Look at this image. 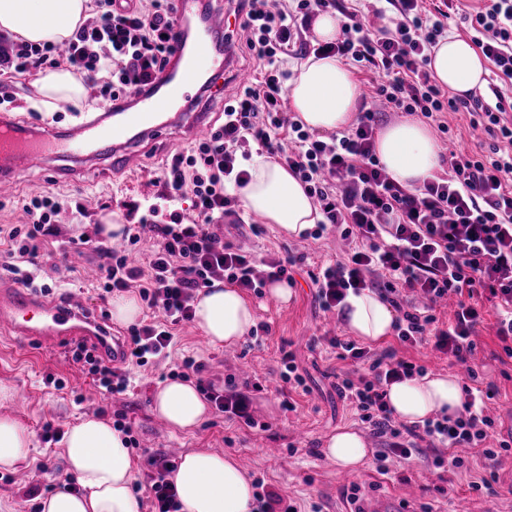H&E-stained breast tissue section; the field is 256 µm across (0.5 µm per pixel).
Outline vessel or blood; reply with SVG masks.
Listing matches in <instances>:
<instances>
[{
    "instance_id": "obj_1",
    "label": "vessel or blood",
    "mask_w": 512,
    "mask_h": 512,
    "mask_svg": "<svg viewBox=\"0 0 512 512\" xmlns=\"http://www.w3.org/2000/svg\"><path fill=\"white\" fill-rule=\"evenodd\" d=\"M238 0H224L221 9L205 11L201 0H174L177 35L171 60L151 91L133 90L119 106L65 129L37 128L10 112L0 113V196L10 195L19 175L51 165L57 178L80 176L83 159L93 158L121 174L134 167L145 142L170 130L189 136L206 133L205 112H190L181 102L187 88L198 85L203 71L228 72L237 28ZM111 321L75 295L56 300L19 283L0 281V334L15 335L46 349L70 341L93 348L113 366L126 361L127 347L112 333Z\"/></svg>"
}]
</instances>
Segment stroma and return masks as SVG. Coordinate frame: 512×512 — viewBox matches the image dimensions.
Masks as SVG:
<instances>
[{"label": "stroma", "mask_w": 512, "mask_h": 512, "mask_svg": "<svg viewBox=\"0 0 512 512\" xmlns=\"http://www.w3.org/2000/svg\"><path fill=\"white\" fill-rule=\"evenodd\" d=\"M0 81L10 85L17 113L34 123L65 128L84 122L88 114L97 110L91 102L82 110L63 104L56 111L42 112L33 106L38 98L37 76L5 73L0 75ZM190 142V137L182 132L155 141L141 153L136 168L125 176L112 175L99 166L87 170L74 182H54L38 169L24 174L13 195L0 197V225L19 221L18 203L22 199L45 190L54 192L63 204L56 217L61 234L48 246L47 260L58 263L69 239L96 235L98 211L76 214V202L92 194L98 202L108 203L111 211L121 213L125 202L153 197L158 191L153 182L155 172L171 151L188 148ZM224 236L241 241L259 260L273 252L306 256L302 266L293 271L294 296L288 304L268 295L251 299L257 323L269 325V333L246 336L228 350L210 345L195 323L178 326L169 357L153 358L145 366L131 367L127 390L114 395L103 393L86 367L73 361L71 353L36 350L19 338L0 337V383L16 390L12 401L0 404V414L19 420L32 432L35 441L23 463L29 473L27 481L17 482L13 473L0 470V512H31L33 502L26 495L29 488H37L43 497L67 481L63 446L45 441L42 427L50 422L64 431L89 415L130 425L137 440L130 448L133 482L138 486L136 496L142 502L147 495L140 485L145 481L149 457L165 454L176 462L183 453L207 448L247 460V471L253 481L294 498L301 512H352L349 486L340 484L338 468L322 453L326 438L347 426L363 435L370 452L358 470L359 498L389 497L407 491L411 494L412 512H421L425 507L431 512H450L455 505L463 506L467 512H512V452L501 453L491 465L480 456L471 455L465 458L462 468L448 470L436 468L435 450L424 447L407 460L390 457L387 474L377 472L374 456L383 448L384 440L362 424L348 400L339 396V378L353 374L354 367L350 361L338 359L335 350L323 340L327 333L345 339L350 333L341 314L320 308L308 277L309 272L342 257L346 246L338 234L327 233L318 240L291 239L273 225L265 224L257 235L240 233L228 225ZM99 263L93 246H85L80 265L60 268L58 295L74 293L95 311H111L112 297L98 283ZM477 304L484 311V322L473 337V366L477 373L474 383L480 389H493L486 412L495 422L497 436L505 439L512 435V357L505 354L495 334L496 310L482 297ZM369 349L375 354L392 351L425 366L427 373L452 375L463 385L469 382L464 366L430 347L404 345L394 335L370 344ZM286 352L293 353L297 372L305 379V389L286 391L281 361ZM186 356L201 359L206 365V377L216 384H223L230 374L240 382L261 383V390L252 394L255 427L227 419L213 408L196 429L182 432L154 414V392L164 383L180 380L179 365ZM289 401L294 404L290 410L285 407ZM488 467L497 476L493 490L469 489L470 474L484 472Z\"/></svg>", "instance_id": "35a3bbf8"}]
</instances>
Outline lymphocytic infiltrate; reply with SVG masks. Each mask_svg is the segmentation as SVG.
Listing matches in <instances>:
<instances>
[{
  "label": "lymphocytic infiltrate",
  "instance_id": "lymphocytic-infiltrate-1",
  "mask_svg": "<svg viewBox=\"0 0 512 512\" xmlns=\"http://www.w3.org/2000/svg\"><path fill=\"white\" fill-rule=\"evenodd\" d=\"M387 7L365 10L343 0H244L241 24L245 47L259 75L237 85L224 99V121L206 138L167 159L154 183L160 191L148 216L125 225L124 248L98 242L99 267L107 293H138L153 320L129 329V358L146 365L149 358H167L174 341L173 326L192 321L193 299L200 289L225 279L239 288L261 293L267 283L286 279L295 255L269 256L256 266L251 253L222 240L225 218L236 215L235 193L249 174L243 161L261 150L302 182L322 219L320 231L340 230L352 243L346 258L322 265L310 279L315 297L330 312L348 292L377 290L398 313L394 328L402 344L431 346L458 363H468L472 339L482 321L470 299L488 292L496 299L500 318L496 335L512 356V0H485L470 11L455 0L434 9L424 0H387ZM96 16L80 25L66 51L52 43H16L7 64L23 75L49 65H66L94 84L96 104L109 105L131 88H151L173 48L172 0H140L119 9L115 0H96ZM322 12L339 13L336 41L312 43L313 21ZM465 24L471 41L501 74L464 96L449 95L429 72L432 48L448 34L453 18ZM335 56L368 77V91L358 105L354 123L330 135L305 130L287 107V59ZM421 113L448 133L446 116L467 114L472 127L491 137L487 152L463 149L442 154L446 170L410 188L390 177L375 152L378 109ZM191 197L196 215L184 219L171 213L166 224L155 223L159 204ZM24 224L0 225V274L27 286L40 283L45 249L60 235L53 222L61 205L48 191L23 200ZM456 297L453 324L440 328L431 309L439 299ZM342 360L366 366L358 378L344 377L337 388L354 405L361 422L385 437L378 472L389 455L410 458L421 443L448 449L435 466L458 468L462 448L481 449L493 460L512 449L507 440L492 443L493 419L478 406L472 387L456 418L429 419L423 425H396L386 386L422 374L423 366L386 351L371 356L356 341L338 336L327 340ZM184 370L200 376L202 362L185 357ZM201 391L225 416L254 426L251 398L226 392L202 380ZM146 475L150 512H178L172 481L174 463L151 457Z\"/></svg>",
  "mask_w": 512,
  "mask_h": 512
}]
</instances>
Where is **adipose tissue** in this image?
<instances>
[{"mask_svg": "<svg viewBox=\"0 0 512 512\" xmlns=\"http://www.w3.org/2000/svg\"><path fill=\"white\" fill-rule=\"evenodd\" d=\"M89 0H0V30L31 43H58L87 18ZM428 69L457 95L483 88L488 74L483 57L466 41L448 36L433 47ZM39 106L51 112L62 104L82 105L84 89L76 74L56 70L37 86ZM361 88L340 59L309 58L288 85V105L307 127L335 131L349 125ZM376 153L387 172L413 188L434 178L441 148L424 123L408 119L389 125L376 141ZM248 182L237 194L245 212L261 217L293 239L320 220L318 207L288 168L264 154H253ZM194 321L212 346L237 345L256 322L251 301L232 284L213 282L194 299ZM395 313L378 294L348 293L344 320L349 332L378 342L393 330ZM387 400L395 416L413 425L433 416L456 417L463 401L461 385L450 376L428 374L391 384ZM154 412L171 427L196 428L207 406L197 389L171 381L157 388ZM33 446L32 433L16 418L0 415V469L15 470ZM338 468L357 469L368 455L363 437L341 428L323 445ZM63 454L79 490L61 488L42 501V512H140L131 490L132 459L126 435L98 416L83 417L68 428ZM179 512H257L255 490L246 470L232 458L207 449L183 455L173 474Z\"/></svg>", "mask_w": 512, "mask_h": 512, "instance_id": "1", "label": "adipose tissue"}]
</instances>
